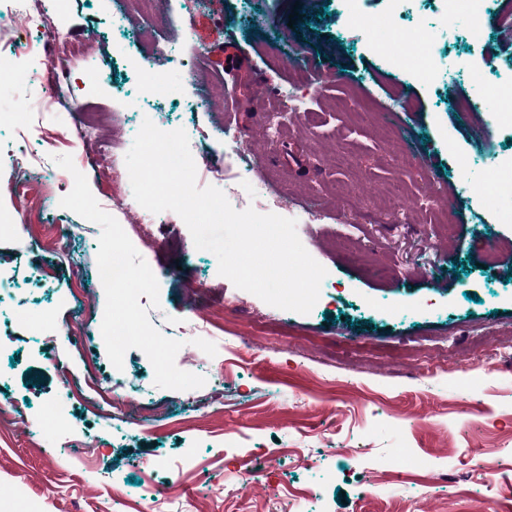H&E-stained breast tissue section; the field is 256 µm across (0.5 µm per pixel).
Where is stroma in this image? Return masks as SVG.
<instances>
[{
    "label": "stroma",
    "instance_id": "stroma-1",
    "mask_svg": "<svg viewBox=\"0 0 512 512\" xmlns=\"http://www.w3.org/2000/svg\"><path fill=\"white\" fill-rule=\"evenodd\" d=\"M66 4L59 26L91 58L74 63L67 104L40 113L31 141L39 179L66 178L76 201L58 213L31 204L0 232V512H512V195L489 207L468 186L512 156V128L481 112L476 136L458 110L474 71L512 91L503 0H489L476 38L440 0H355L426 31L402 64L346 23L345 0H152L150 13L125 9L122 30L110 23L120 0ZM199 57L214 90L202 100L184 69ZM151 70L168 79L163 99L143 92ZM45 78L38 51L0 74L4 214L30 164L10 154L5 118ZM291 83L310 112L268 137ZM395 91L409 110L389 112ZM351 95L379 125L340 108ZM77 106L114 113L118 158L147 118L188 133L211 170L198 187L268 195L327 270L312 311L235 287L186 225L140 223L126 167L86 176L94 147L73 132ZM426 181L452 198L448 223ZM397 182L413 202L399 214L382 196ZM104 248L155 277L102 282ZM202 314L212 323L200 336ZM129 315L147 337L116 368L106 328ZM114 382L128 399L118 411ZM477 448L492 472L476 469Z\"/></svg>",
    "mask_w": 512,
    "mask_h": 512
}]
</instances>
